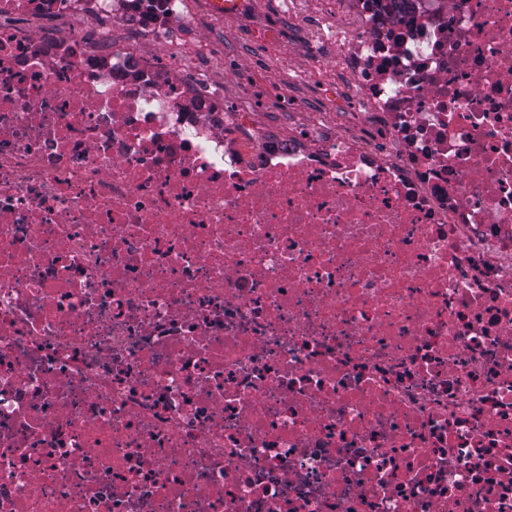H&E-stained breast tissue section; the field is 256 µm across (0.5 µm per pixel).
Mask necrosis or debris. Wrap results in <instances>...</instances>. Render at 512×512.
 <instances>
[{
	"instance_id": "1",
	"label": "necrosis or debris",
	"mask_w": 512,
	"mask_h": 512,
	"mask_svg": "<svg viewBox=\"0 0 512 512\" xmlns=\"http://www.w3.org/2000/svg\"><path fill=\"white\" fill-rule=\"evenodd\" d=\"M328 2L252 132L0 0V512H512V0Z\"/></svg>"
}]
</instances>
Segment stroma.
<instances>
[{
	"label": "stroma",
	"instance_id": "1",
	"mask_svg": "<svg viewBox=\"0 0 512 512\" xmlns=\"http://www.w3.org/2000/svg\"><path fill=\"white\" fill-rule=\"evenodd\" d=\"M170 25L195 35L219 31V55L183 63L173 59L163 42L153 37L145 38L143 50L177 77L190 80L197 72L207 73L212 92L230 108L252 113L255 124L286 119L289 112L302 111L304 98L321 92L316 84L295 92L289 88L287 76L270 73L271 54L275 51L295 70L309 68L314 60L313 53L302 43L301 28L285 18V0H254L250 13L216 22L210 19L205 0H184L183 17L172 19ZM263 29L275 34L276 44L260 38Z\"/></svg>",
	"mask_w": 512,
	"mask_h": 512
}]
</instances>
